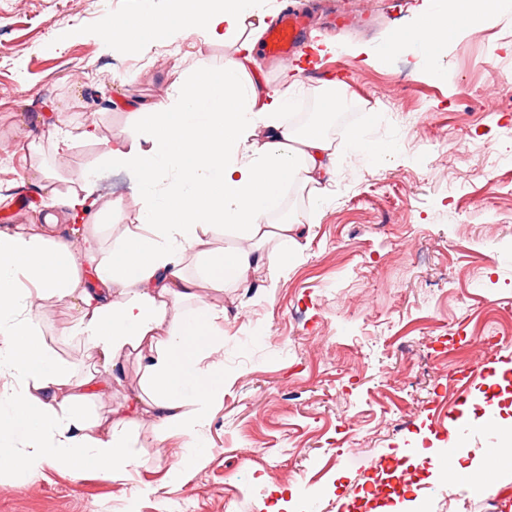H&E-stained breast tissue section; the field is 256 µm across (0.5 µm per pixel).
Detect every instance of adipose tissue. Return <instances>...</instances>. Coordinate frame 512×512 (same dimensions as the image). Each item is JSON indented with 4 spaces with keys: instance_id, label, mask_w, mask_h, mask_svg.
Returning <instances> with one entry per match:
<instances>
[{
    "instance_id": "ef3b65f1",
    "label": "adipose tissue",
    "mask_w": 512,
    "mask_h": 512,
    "mask_svg": "<svg viewBox=\"0 0 512 512\" xmlns=\"http://www.w3.org/2000/svg\"><path fill=\"white\" fill-rule=\"evenodd\" d=\"M267 0H140L137 16L109 23L100 36L126 51L146 52L152 38L203 36L235 50L218 67L202 63L169 100L132 107L136 133L80 139L99 147L100 163L126 170L142 200L138 230L104 255L89 216L94 172L74 173L67 189L44 162L29 174L43 201L38 226L0 229V471L45 465L78 472L94 466L121 476L140 461L131 436L144 420L157 436L179 434L194 455L227 380L218 353L223 307L201 300L202 285L239 288L260 273L276 275L303 248L306 220L336 180V152L320 132L291 121L296 81L269 90L255 70L262 35L255 25ZM512 0H424L410 36L390 35L385 49H411L436 69L449 34L466 36ZM306 192L304 211L285 212L287 188ZM82 234L61 236L63 223ZM225 236L229 245L211 240ZM55 299L74 310L69 336L93 356L77 376L41 338L34 311ZM142 364L139 392L104 417L89 415L106 394L105 374L128 355Z\"/></svg>"
}]
</instances>
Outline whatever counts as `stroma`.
Returning a JSON list of instances; mask_svg holds the SVG:
<instances>
[{"instance_id": "35a3bbf8", "label": "stroma", "mask_w": 512, "mask_h": 512, "mask_svg": "<svg viewBox=\"0 0 512 512\" xmlns=\"http://www.w3.org/2000/svg\"><path fill=\"white\" fill-rule=\"evenodd\" d=\"M422 0H318L309 44H336L286 67L298 71L300 104L347 87V111L392 155L359 169L338 157L330 197L312 216L311 237L276 281L211 291L224 305L229 383L207 428L208 449L185 461V440L134 433L139 467L112 478L46 465L0 472V512H372L390 501L383 472L405 466L406 512H512V494L487 495L435 476L448 445V414L483 426L492 408L512 415V13L448 41L434 75L411 50L368 62L351 47H380L409 30ZM140 0H0V226L37 222L30 184L29 114L61 127L95 123L109 136L134 129L128 101L166 99L200 62L222 65L231 43L202 37L129 55L102 41L104 17L135 12ZM257 63L270 89L284 65ZM501 106L478 111L488 83ZM42 157L59 179L96 165L98 149L75 142ZM95 197L123 204L102 218L111 250L138 226L130 174L100 170ZM413 250H404L405 240ZM44 342L74 373L89 360L67 337L73 312L38 309ZM191 473L182 475L180 462ZM297 486L296 496L276 491Z\"/></svg>"}]
</instances>
